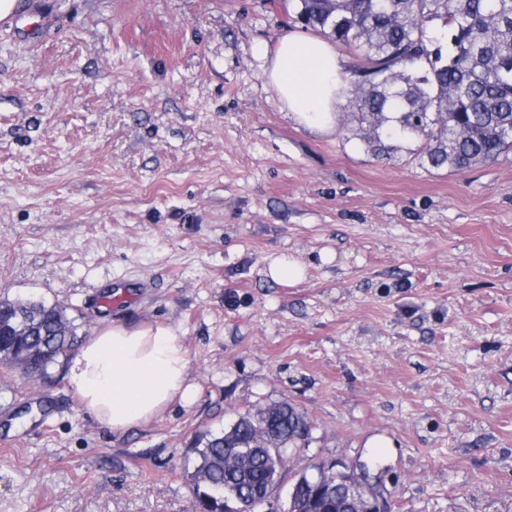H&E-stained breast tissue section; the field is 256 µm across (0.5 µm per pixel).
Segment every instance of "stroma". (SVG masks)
Wrapping results in <instances>:
<instances>
[{"label": "stroma", "mask_w": 512, "mask_h": 512, "mask_svg": "<svg viewBox=\"0 0 512 512\" xmlns=\"http://www.w3.org/2000/svg\"><path fill=\"white\" fill-rule=\"evenodd\" d=\"M30 4L0 26V295L172 327L194 397L115 434L65 366H0V512H196L198 437L281 401L312 421L283 484L339 460L391 512H512V153L454 172L368 152L342 103L293 122L258 53L283 0ZM266 273L277 283L293 286L304 280L305 265L294 256L281 255L271 259Z\"/></svg>", "instance_id": "1"}]
</instances>
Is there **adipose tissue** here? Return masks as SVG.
<instances>
[{"label":"adipose tissue","mask_w":512,"mask_h":512,"mask_svg":"<svg viewBox=\"0 0 512 512\" xmlns=\"http://www.w3.org/2000/svg\"><path fill=\"white\" fill-rule=\"evenodd\" d=\"M263 76L281 108L315 134L336 126V105L348 89L347 73L331 43L296 31L261 49ZM189 360L168 326H112L93 336L67 367V381L82 407L115 432L159 415L187 399Z\"/></svg>","instance_id":"ef3b65f1"}]
</instances>
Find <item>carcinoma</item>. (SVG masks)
<instances>
[{"mask_svg": "<svg viewBox=\"0 0 512 512\" xmlns=\"http://www.w3.org/2000/svg\"><path fill=\"white\" fill-rule=\"evenodd\" d=\"M292 19L351 51L352 135L372 153L416 138L432 168L465 171L512 152V0H289ZM83 341L66 310L43 300L0 298V364L48 375ZM304 448L306 414L280 402L238 414L233 430L192 448L190 486L199 512H224V490L248 493L268 472L266 451L238 447L266 430Z\"/></svg>", "mask_w": 512, "mask_h": 512, "instance_id": "carcinoma-1", "label": "carcinoma"}]
</instances>
